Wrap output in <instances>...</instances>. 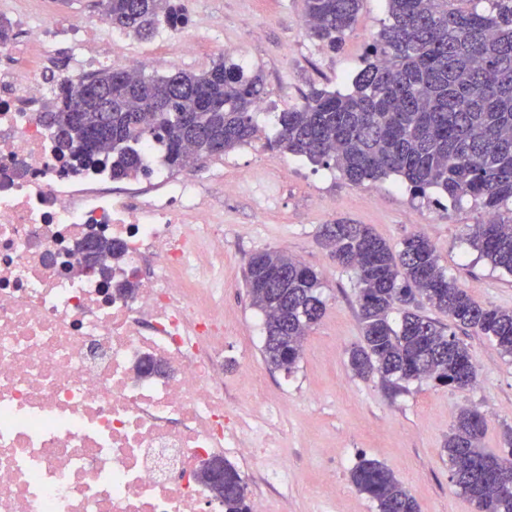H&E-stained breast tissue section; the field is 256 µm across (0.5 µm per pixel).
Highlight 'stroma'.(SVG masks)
<instances>
[{
  "label": "stroma",
  "mask_w": 512,
  "mask_h": 512,
  "mask_svg": "<svg viewBox=\"0 0 512 512\" xmlns=\"http://www.w3.org/2000/svg\"><path fill=\"white\" fill-rule=\"evenodd\" d=\"M191 16L208 17L198 26V48L189 57L170 59L163 33L147 40L121 37L112 43V65L130 56L145 58V73L177 69L200 73L224 56L264 79V108L255 115L257 144L213 158L214 169H179V176L200 177L208 209L224 216V391L231 406H252L238 385L244 363L258 372L265 394L280 413L281 463L288 470V492L279 494L261 473L246 476L249 495L266 497L268 512H377L374 502L352 484L361 458L391 469L416 499L420 512H476L474 503L451 480L448 435L460 409L486 412L483 446L503 450L502 435L512 426V357L502 355L485 337L463 332L476 369L465 390L431 381L402 383L388 389L379 377L354 375L348 353L361 341L357 283L337 265L319 238L321 225L339 218L369 225L392 247L413 233L432 242L449 279L483 306L512 308V275L480 258L467 240L468 227L481 223L473 202L451 204L438 190L414 195L404 180L390 175L354 185L333 166L269 148L278 115L300 105L311 87L348 91L364 67L367 50L387 21L386 0H363L341 50L331 52L308 36L303 0H183ZM248 44V54L238 51ZM287 166V179L273 188L274 198L258 205L251 191H224L239 174H275ZM283 249L315 270L326 311L306 337L292 371L269 368L261 346L264 317L251 304L244 282L249 256Z\"/></svg>",
  "instance_id": "1"
}]
</instances>
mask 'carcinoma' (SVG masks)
Wrapping results in <instances>:
<instances>
[{
	"label": "carcinoma",
	"instance_id": "obj_1",
	"mask_svg": "<svg viewBox=\"0 0 512 512\" xmlns=\"http://www.w3.org/2000/svg\"><path fill=\"white\" fill-rule=\"evenodd\" d=\"M387 0L388 22L347 93L311 87L304 102L279 115L275 145L316 165L332 164L354 185L398 175L421 194L435 188L453 203L470 199L488 218L470 227L471 246L512 275V0ZM307 30L336 51L356 22L361 0H304ZM112 27L137 39L161 24L187 22L178 0H101ZM262 76L229 57L209 70L164 76L104 68L75 93L63 88L43 113L47 129L82 157L112 151V179L135 177V148L154 136L171 169L222 156L258 134L254 114ZM322 243L354 272L362 343L349 352L360 377L431 379L456 390L477 373L452 328L471 329L512 357V309L483 307L456 287L433 244L413 234L395 251L366 224L322 225ZM244 279L265 317L262 355L274 370L296 368L302 343L324 314L320 279L284 251L252 254ZM448 316V327L418 313L419 301ZM404 307L393 324L395 306ZM485 414L462 409L448 436L451 480L475 506L512 512V427L508 454L482 448ZM351 481L378 512H419L415 499L381 462L362 459ZM245 479L224 462V512H248Z\"/></svg>",
	"mask_w": 512,
	"mask_h": 512
}]
</instances>
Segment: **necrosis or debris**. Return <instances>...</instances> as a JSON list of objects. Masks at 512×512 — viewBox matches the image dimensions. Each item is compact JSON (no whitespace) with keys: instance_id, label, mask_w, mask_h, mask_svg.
Wrapping results in <instances>:
<instances>
[{"instance_id":"4bbe7bcc","label":"necrosis or debris","mask_w":512,"mask_h":512,"mask_svg":"<svg viewBox=\"0 0 512 512\" xmlns=\"http://www.w3.org/2000/svg\"><path fill=\"white\" fill-rule=\"evenodd\" d=\"M0 18L24 34L0 39V512H224L196 479L211 457L287 489L255 370L239 375L252 412L224 399L223 224L157 140L138 145L142 186L116 194L107 156L79 164L45 127V101L78 86L45 67L59 37L80 65L112 61L96 21ZM91 234L122 244L111 281L135 282L132 296L83 271L76 245Z\"/></svg>"}]
</instances>
